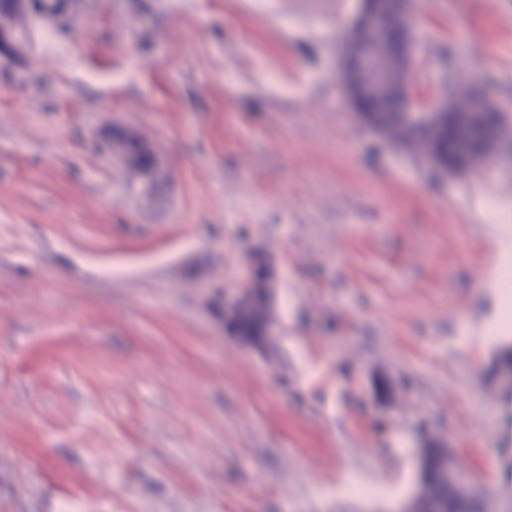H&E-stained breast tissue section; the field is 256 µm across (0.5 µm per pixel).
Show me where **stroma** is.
Wrapping results in <instances>:
<instances>
[{"label":"stroma","instance_id":"stroma-1","mask_svg":"<svg viewBox=\"0 0 512 512\" xmlns=\"http://www.w3.org/2000/svg\"><path fill=\"white\" fill-rule=\"evenodd\" d=\"M0 65V512H396L424 438L512 512L489 203L356 120L359 0H81ZM422 92L512 113V0H412ZM139 130L142 192L93 139ZM272 262L273 333L224 334ZM379 486L353 496V480ZM248 270L242 281L236 285L230 296L224 295V331L233 336L236 340L252 345L260 346L264 344L272 334V323L264 325L255 335H243L236 323L237 314L240 308L245 307L251 301L253 286L261 281L262 304L269 303L271 290L273 287V272L271 266L265 258L259 255L252 256L248 262Z\"/></svg>","mask_w":512,"mask_h":512}]
</instances>
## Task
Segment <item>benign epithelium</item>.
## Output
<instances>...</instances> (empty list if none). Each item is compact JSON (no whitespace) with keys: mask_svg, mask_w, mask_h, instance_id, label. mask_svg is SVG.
<instances>
[{"mask_svg":"<svg viewBox=\"0 0 512 512\" xmlns=\"http://www.w3.org/2000/svg\"><path fill=\"white\" fill-rule=\"evenodd\" d=\"M407 0H362L360 10L352 22L353 31L382 30L389 31L391 55L402 62L404 80L395 88V96L403 103L406 119L424 120L432 133L436 134L448 128L452 133L454 164L443 167L435 159L430 149H425L423 160L442 174L462 176L475 171L478 162L493 155L505 145L500 128L506 126L503 113L477 90L476 98L482 105L490 108L488 112H474L467 116H456L448 120L449 113L441 111L446 103L447 94H423L413 79L415 70V41L408 25L394 26L392 18L401 13L409 19L410 8ZM60 8L58 0H0V61L12 63L17 60L16 46L22 33L14 26L11 18L24 15L28 19L47 18L57 20ZM386 59L366 48L350 57L340 71L344 93L354 103L360 101L376 102L377 86L359 84L353 77L364 71L373 70L384 74ZM104 152L118 160L124 167L138 168L139 181L146 187L151 186L163 176L160 160L148 140L138 131L125 127H116L112 132L97 139ZM261 282L262 304L270 300L273 287V272L265 258L255 255L249 259L248 270L242 281L236 285L230 296L224 297V331L236 340L252 345L264 344L272 334V324L264 325L254 335L242 334L236 323L240 308L251 301L256 282ZM434 478H443L449 485L460 490L470 489L471 478L456 467L452 452L440 445H430L420 449L419 470L416 495L426 490Z\"/></svg>","mask_w":512,"mask_h":512,"instance_id":"7a95c632","label":"benign epithelium"}]
</instances>
